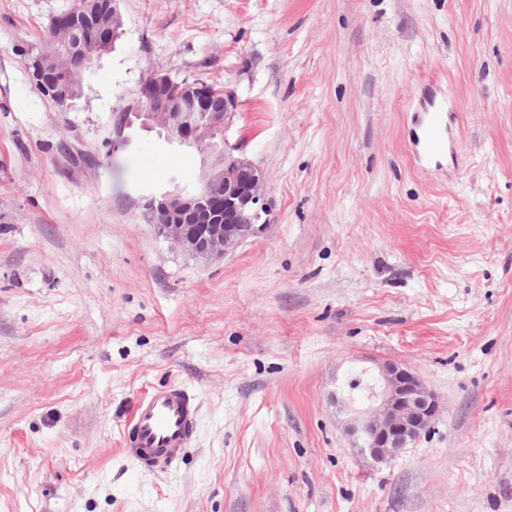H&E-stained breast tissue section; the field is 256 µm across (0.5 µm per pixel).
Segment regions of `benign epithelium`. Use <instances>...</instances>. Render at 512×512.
<instances>
[{"label": "benign epithelium", "mask_w": 512, "mask_h": 512, "mask_svg": "<svg viewBox=\"0 0 512 512\" xmlns=\"http://www.w3.org/2000/svg\"><path fill=\"white\" fill-rule=\"evenodd\" d=\"M120 0H81L52 20L53 45L33 58L31 67L39 88L59 104L76 96L71 57L90 67L108 52L123 25ZM95 27L100 37L89 41L84 27ZM175 80L154 72L142 83L138 99L117 113L116 133L132 119L159 128L165 140L196 148L208 163L198 183L169 186L150 197L148 207L158 234L199 259L224 255L244 239L263 232L274 221L273 203L263 190L265 173L233 148L224 136L237 109L233 91L224 88L223 111L204 107L203 88L187 83L171 93ZM368 409L358 414L350 431L362 440V450L382 461L396 456L435 422L440 412L437 396L409 368L397 362L377 367L374 386L365 399Z\"/></svg>", "instance_id": "obj_1"}]
</instances>
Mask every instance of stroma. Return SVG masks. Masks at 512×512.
<instances>
[{"label":"stroma","instance_id":"obj_1","mask_svg":"<svg viewBox=\"0 0 512 512\" xmlns=\"http://www.w3.org/2000/svg\"><path fill=\"white\" fill-rule=\"evenodd\" d=\"M72 0H0V512H512V0H122L70 105L30 69ZM153 72L229 87L275 221L192 257L145 206L203 156L116 111ZM457 105L440 170L414 88ZM406 364L443 411L375 463L335 404ZM199 403L150 475L148 388ZM197 420V399L186 386L150 389L123 431V452L144 473L172 467L190 447Z\"/></svg>","mask_w":512,"mask_h":512}]
</instances>
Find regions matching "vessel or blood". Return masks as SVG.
I'll return each instance as SVG.
<instances>
[{
	"mask_svg": "<svg viewBox=\"0 0 512 512\" xmlns=\"http://www.w3.org/2000/svg\"><path fill=\"white\" fill-rule=\"evenodd\" d=\"M418 102L421 133L411 139L409 155L414 166L426 171L434 158L448 151L452 109L447 98L426 83L419 88ZM197 420V399L187 387L148 390L123 431V452L146 473L174 466L190 447Z\"/></svg>",
	"mask_w": 512,
	"mask_h": 512,
	"instance_id": "obj_1",
	"label": "vessel or blood"
}]
</instances>
